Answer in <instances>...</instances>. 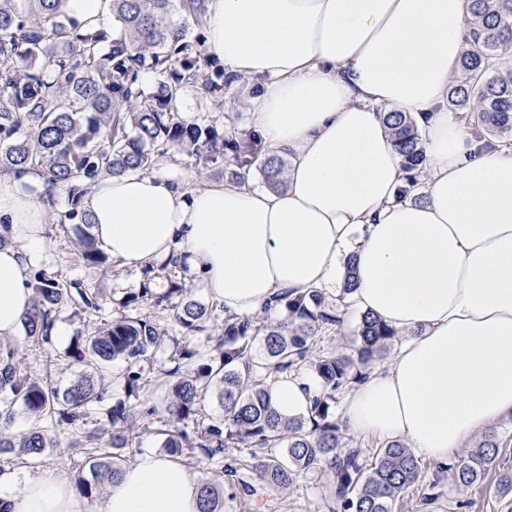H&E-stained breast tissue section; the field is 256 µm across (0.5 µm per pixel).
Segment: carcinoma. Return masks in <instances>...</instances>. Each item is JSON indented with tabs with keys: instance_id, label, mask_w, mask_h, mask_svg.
I'll return each instance as SVG.
<instances>
[{
	"instance_id": "carcinoma-1",
	"label": "carcinoma",
	"mask_w": 512,
	"mask_h": 512,
	"mask_svg": "<svg viewBox=\"0 0 512 512\" xmlns=\"http://www.w3.org/2000/svg\"><path fill=\"white\" fill-rule=\"evenodd\" d=\"M59 0H0V174L35 173L48 188L49 208L56 196H67L68 209L57 223L73 224L79 255L90 269H105L108 256L93 237L84 198L99 178L125 172H147L167 154H183L201 169L240 181L257 167L272 189L284 187L286 161L268 155L261 139L245 134L224 139V130L208 115L188 121L180 115L187 86L206 97L218 96L229 79L224 67L202 54L207 15L204 0H112L113 26L81 31L59 15ZM186 18H180V15ZM197 32H192L191 28ZM466 48L458 76L451 82L448 106L456 119L484 145L491 136L512 137V68L496 60L512 52V0H470L465 22ZM158 83L144 89L142 76ZM393 145L408 173L409 195L426 161L416 118L409 112L385 116ZM357 286L353 262L346 264L336 293L311 290L284 295L280 317H224L217 355L208 353L209 314L183 284L172 280L163 294L149 288L125 298L124 308L143 304L173 306L175 322L185 336L197 339L181 349L185 365L168 370L162 408L140 398L147 377L144 363L165 337L148 317L122 314L96 327L90 336L70 344L65 356L90 365L64 390L28 376L23 349L52 346L51 329L61 305H73L91 317L102 309L101 292L81 281H64L42 269L32 270L33 301L25 315L21 344L0 343V473L10 456L37 464L58 446L62 425L80 430L67 447L83 454L88 474L74 478L75 491L90 498L112 485L121 472L124 450L132 444L139 422L163 411L164 447L194 467L206 461L234 477L235 463H224V449L247 448L251 470L266 487L283 491L296 479L318 469L332 477L331 512H394L401 494L420 485L422 467L412 449L399 440L381 446L364 467L360 450L343 440L336 419V395L361 382L374 362L383 359L397 333L370 312L360 314L355 355L316 353L319 336L343 323L348 296ZM177 303H172L173 299ZM115 360L125 363L112 374ZM308 370L317 396L307 415L285 416L272 399L268 379ZM217 387L218 417L196 424L198 404ZM107 421L90 431L86 409L112 396ZM33 420L20 435L9 433L17 411ZM500 438L494 429L448 465L456 486L482 481L496 459ZM497 494L512 512V469L497 476ZM224 482L200 481V512H220Z\"/></svg>"
}]
</instances>
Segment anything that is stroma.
I'll list each match as a JSON object with an SVG mask.
<instances>
[{
    "instance_id": "obj_1",
    "label": "stroma",
    "mask_w": 512,
    "mask_h": 512,
    "mask_svg": "<svg viewBox=\"0 0 512 512\" xmlns=\"http://www.w3.org/2000/svg\"><path fill=\"white\" fill-rule=\"evenodd\" d=\"M207 109L209 115L223 125L226 138H238L250 129L248 97L235 84L225 85L223 94L212 99ZM44 237L46 250L37 261V268L58 275L66 281L79 280L84 284L102 288L106 295L102 310L91 318L76 314L68 305L60 308L57 321L64 327L66 337L55 342V356H46L42 350L31 347L25 351L24 365L31 375L50 377L54 386L64 389L83 370L82 365L72 363L65 357L64 352L69 343L77 337L91 334L100 323L118 317L122 311V300L127 295L139 293L149 279H146L144 273L127 270L113 262L103 272L86 268L78 257L76 233L71 225L46 223ZM173 277L184 281L191 289L193 298L208 309L212 333L220 335L224 323V307L212 298L187 267H170L156 271L154 279L149 281L164 290ZM142 312L170 334L169 340L151 355L148 374L151 384L146 392L151 401L158 405L165 397L164 372L176 364V347L172 338L177 335L178 330L173 323L171 308L146 306ZM224 458L243 465L239 472V481L224 486V512H329L331 479L327 473L315 471L305 474L285 491L277 492L260 487L255 492L247 493L242 489L243 482L252 479L250 471L245 468L250 460L247 449H225ZM421 465L425 483L436 486V502L425 504L420 491L411 490L400 497L395 512H501L502 505L494 492V475H487L483 482L460 489L453 484L447 473L437 469L434 462L425 459Z\"/></svg>"
}]
</instances>
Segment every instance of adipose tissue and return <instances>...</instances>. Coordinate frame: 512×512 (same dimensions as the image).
Returning a JSON list of instances; mask_svg holds the SVG:
<instances>
[{
	"instance_id": "1",
	"label": "adipose tissue",
	"mask_w": 512,
	"mask_h": 512,
	"mask_svg": "<svg viewBox=\"0 0 512 512\" xmlns=\"http://www.w3.org/2000/svg\"><path fill=\"white\" fill-rule=\"evenodd\" d=\"M62 18L109 27L112 0H60ZM468 0H209L205 49L229 75L263 78L250 124L287 156L283 188L251 181L188 188L174 162L106 175L85 198L99 248L139 270L184 260L228 314L278 293L329 289L354 256L361 312L405 341L348 396L353 432L406 440L447 460L512 415V140L481 146L448 108ZM427 113L424 200L384 110ZM46 191L36 175L0 178V341L30 308V270L46 249ZM0 483L9 512H76L50 470ZM104 512H200V484L171 457L123 466Z\"/></svg>"
}]
</instances>
